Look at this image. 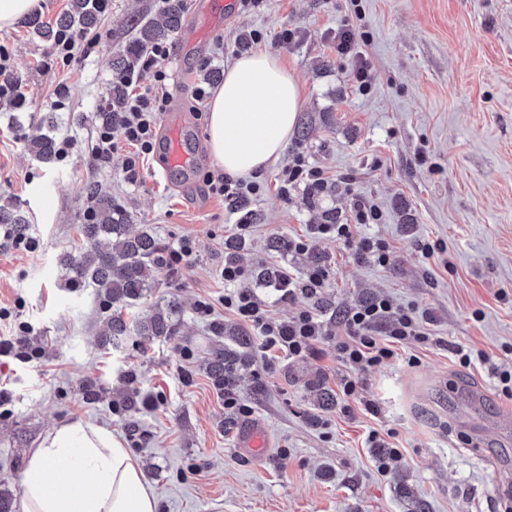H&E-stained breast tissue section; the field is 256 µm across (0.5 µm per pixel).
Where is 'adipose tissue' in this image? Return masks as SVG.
<instances>
[{
    "label": "adipose tissue",
    "mask_w": 512,
    "mask_h": 512,
    "mask_svg": "<svg viewBox=\"0 0 512 512\" xmlns=\"http://www.w3.org/2000/svg\"><path fill=\"white\" fill-rule=\"evenodd\" d=\"M302 87L267 51L235 59L208 107V143L230 176L268 169L281 156ZM20 512H157L138 461L109 430L75 419L50 431L27 457Z\"/></svg>",
    "instance_id": "ef3b65f1"
}]
</instances>
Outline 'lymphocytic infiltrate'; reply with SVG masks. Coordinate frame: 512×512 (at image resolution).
Returning <instances> with one entry per match:
<instances>
[{
	"mask_svg": "<svg viewBox=\"0 0 512 512\" xmlns=\"http://www.w3.org/2000/svg\"><path fill=\"white\" fill-rule=\"evenodd\" d=\"M170 55L167 45L155 44L139 58V67L125 73L121 81L129 88L124 112L118 130H100L95 155L104 161L115 148V136H122L139 153H153L157 142V119L170 103L169 74L165 63ZM304 186L311 197L329 193L336 182L326 170L311 165L303 155H295L284 168L277 193L287 198L291 189ZM381 213L376 205L361 197H354L350 216L346 222L316 224L312 234L343 244L355 261L384 267L390 264L393 251L381 238H354L353 228L359 224H376ZM224 308L234 313L257 336L263 351H274L298 359L312 353L317 343L330 338L336 342V358L350 374L340 385L344 399H351L357 388L356 375L368 368L394 359L398 344L412 340L432 344L433 338L426 327L428 318L415 309L396 305L392 299L377 297L346 308L336 320L324 318L318 301L327 286L328 272L316 266L303 274L287 269L278 270L273 288L280 300L306 301L291 319L279 320L270 316L267 303L255 289L247 284L246 270L236 264L225 265L223 270Z\"/></svg>",
	"mask_w": 512,
	"mask_h": 512,
	"instance_id": "f902f5d3",
	"label": "lymphocytic infiltrate"
}]
</instances>
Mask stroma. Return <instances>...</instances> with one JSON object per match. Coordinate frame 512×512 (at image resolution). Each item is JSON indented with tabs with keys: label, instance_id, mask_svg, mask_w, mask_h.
Listing matches in <instances>:
<instances>
[{
	"label": "stroma",
	"instance_id": "obj_1",
	"mask_svg": "<svg viewBox=\"0 0 512 512\" xmlns=\"http://www.w3.org/2000/svg\"><path fill=\"white\" fill-rule=\"evenodd\" d=\"M162 15L155 0H110L92 31L95 52L66 65L24 22L0 30L24 95L17 108L0 102V205L25 211L33 242L24 249L0 238V307L26 327L19 346L0 352V488L20 496L29 451L80 418L129 449L159 497L158 512H506L512 440L476 432L481 419L512 410L490 375L512 362V0H263L219 30L180 24L166 39V66L198 167L166 173L154 153L132 184L125 142L108 161L95 160L96 114L134 21ZM353 24L371 75L364 92L333 48L336 32ZM286 29L294 38L278 46ZM257 50L285 62L303 103L277 163L255 177L262 192L234 212L203 183L219 169L207 114L190 109L192 90L220 86L227 65ZM50 115L55 140L72 148L46 165L25 136ZM297 153L334 178H353L352 191L313 199L298 187L281 199L276 183ZM90 184L129 215L131 231H151L173 249L191 242L187 262L163 270L131 310L140 319L169 312L173 336L106 344L109 309L61 265L84 247L77 228L91 206ZM355 193L382 217L353 233L386 240L394 251L388 266L354 262L336 241L310 236L311 225L344 220ZM246 213L252 227L242 234L235 224ZM299 239L306 251L290 249ZM424 240L443 242L446 256L423 258ZM231 249L250 274L325 267L319 308L327 316L379 295L417 306L440 343L401 345L390 363L360 373L349 400L338 394L348 370L331 340L292 362L269 360L255 344L232 384L251 414L230 413L207 363L215 348L250 334L224 309L221 272ZM203 303L211 314L199 313ZM459 346L485 353L486 363L458 366ZM88 382L98 401H87ZM459 384L485 391L479 413L453 412ZM325 390L335 398L322 409ZM127 392L136 408L124 406ZM250 421L267 432L260 467L237 447ZM385 447L399 456L383 474Z\"/></svg>",
	"mask_w": 512,
	"mask_h": 512
}]
</instances>
